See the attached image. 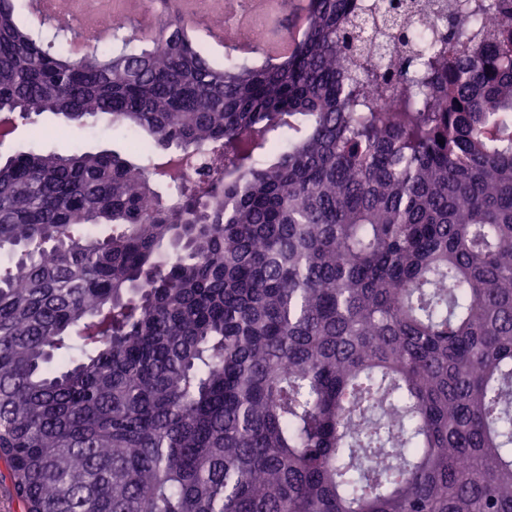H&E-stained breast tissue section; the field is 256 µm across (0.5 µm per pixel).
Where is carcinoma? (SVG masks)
Listing matches in <instances>:
<instances>
[{"instance_id":"carcinoma-1","label":"carcinoma","mask_w":512,"mask_h":512,"mask_svg":"<svg viewBox=\"0 0 512 512\" xmlns=\"http://www.w3.org/2000/svg\"><path fill=\"white\" fill-rule=\"evenodd\" d=\"M154 4L76 62L0 0L13 128L140 143L0 159L24 512H512V0L285 5L268 67ZM185 35L188 39L201 41L218 51H223L224 49V30L194 25L185 31ZM38 125L46 129V134L38 144L46 149L59 153H67L72 145L79 143L93 151L115 149L123 151L127 148L125 139L116 131L107 129L104 125L96 128H77L60 124L53 117L42 115L36 117ZM56 130L57 133L49 132Z\"/></svg>"}]
</instances>
